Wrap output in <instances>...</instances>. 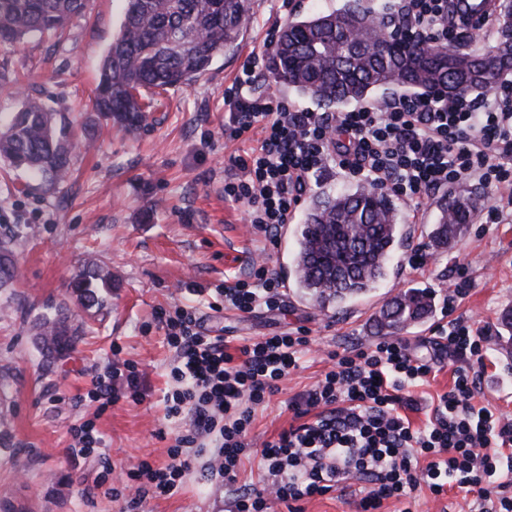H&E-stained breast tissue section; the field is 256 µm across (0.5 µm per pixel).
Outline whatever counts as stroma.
Listing matches in <instances>:
<instances>
[{"mask_svg": "<svg viewBox=\"0 0 512 512\" xmlns=\"http://www.w3.org/2000/svg\"><path fill=\"white\" fill-rule=\"evenodd\" d=\"M278 0H250V20L237 45L216 58L206 75L188 87L147 91L145 120L132 130L93 129V149L77 152L71 176L45 192L21 170L0 169V237H13L18 278L0 292V512H126L124 500L97 493L96 459L69 453L70 427L93 417L74 403L111 359L136 364L144 376L142 398L119 400L95 417L112 459V475L124 477L138 460L167 463L178 427L166 420L163 396L174 357L158 327L156 309L197 307L212 333L224 336L230 353L252 339L305 328L311 346L280 390L257 408L249 437L272 439L293 421L289 401L322 378L328 351L381 342L374 319L384 301L408 288L430 292L434 308L425 322L402 332L416 353L434 356L436 328L447 323L445 295L456 283L469 286L455 316L486 332L481 405L512 418V336L500 317L512 309V224H489L477 215L464 237L448 250L432 252L429 237L446 192L432 194L419 216L400 203L406 242L398 269L367 297L326 311L301 301L293 284L284 288L281 309L250 313L210 309L208 297L189 294L184 283L213 288L245 278L257 248L244 203L226 199L230 159L249 142L226 131L224 91L251 53L267 58L266 37L279 15ZM124 0H91L74 18L69 37L56 43L34 35L24 43L0 42V76L40 92L55 112L84 121L92 112L101 59L117 36ZM423 255L419 270L409 253ZM107 263L111 288L102 290V309H84L69 283L88 263ZM64 307L72 323L92 333L53 359H45L30 331L47 306ZM223 483L195 467L182 488L147 499L139 512H229ZM474 498L422 491L405 504L385 501L381 512H477Z\"/></svg>", "mask_w": 512, "mask_h": 512, "instance_id": "35a3bbf8", "label": "stroma"}]
</instances>
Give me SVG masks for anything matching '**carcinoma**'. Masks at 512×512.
<instances>
[{
	"label": "carcinoma",
	"mask_w": 512,
	"mask_h": 512,
	"mask_svg": "<svg viewBox=\"0 0 512 512\" xmlns=\"http://www.w3.org/2000/svg\"><path fill=\"white\" fill-rule=\"evenodd\" d=\"M120 30L100 66L94 116L132 129L145 118L144 89L189 86L204 76L214 58L229 49L249 19V0H124ZM89 0H0V40L17 43L34 33L62 39L70 21L85 14ZM484 61L468 69L462 55L403 33L372 0H347L340 10L288 21L268 57L279 85L330 108L363 101L384 88L424 93H487L512 74V46L497 40ZM0 95L20 100L18 112L0 124V162L38 177L54 191L70 176L72 155L92 145L63 112L13 81L0 82ZM476 215L475 199L460 192L441 207L429 247L448 248ZM399 209L388 192L360 185L312 197L296 242L293 274L302 297L321 311L363 295L385 278L399 247ZM17 267L10 241H0V290L13 287ZM111 281L101 265L83 267L70 288L81 306H103L96 291ZM430 294L409 288L387 300L377 332H401L428 318ZM84 331L70 324L63 308L38 317L36 341L43 354L71 348Z\"/></svg>",
	"instance_id": "carcinoma-1"
}]
</instances>
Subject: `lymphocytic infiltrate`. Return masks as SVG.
I'll use <instances>...</instances> for the list:
<instances>
[{"mask_svg":"<svg viewBox=\"0 0 512 512\" xmlns=\"http://www.w3.org/2000/svg\"><path fill=\"white\" fill-rule=\"evenodd\" d=\"M448 3L395 0L394 15L409 35L442 45L485 37L496 24L494 12L469 23L449 12ZM258 80L251 54L224 96L232 137L257 139L256 148L232 158L224 195L246 204L251 230L264 241L248 277L217 289L225 306L245 313L282 306L283 282L266 258L312 175L332 166L404 196L416 211L451 185L489 188L487 223H512V77L480 98L403 95L330 117L258 89ZM156 319L175 351V385L164 397L167 418L179 426L169 464L140 460L125 482L114 483L95 421L70 429L71 456L96 457L105 495L125 499L129 512H138L147 497L177 492L200 458L209 476L233 488L234 512H270L275 502L299 512L298 502L351 493L356 481L368 485L358 512H380L385 500L408 501L424 487L440 496L451 484L476 494L481 512H512V497L493 481L502 463L512 462V420L474 402L486 345L483 330L468 320L456 317L438 328L435 345L454 362V382L424 408L423 426L409 418L419 408L412 390L435 363L415 357L397 338L330 352L323 378L291 400L294 424L255 450L247 442L255 409L297 368L309 337L301 331L268 336L234 355L203 326L196 307L162 310ZM140 381L135 365L111 364L78 401L102 412L120 399H140ZM253 454L263 463L261 488L236 486L243 458Z\"/></svg>","mask_w":512,"mask_h":512,"instance_id":"lymphocytic-infiltrate-1","label":"lymphocytic infiltrate"}]
</instances>
